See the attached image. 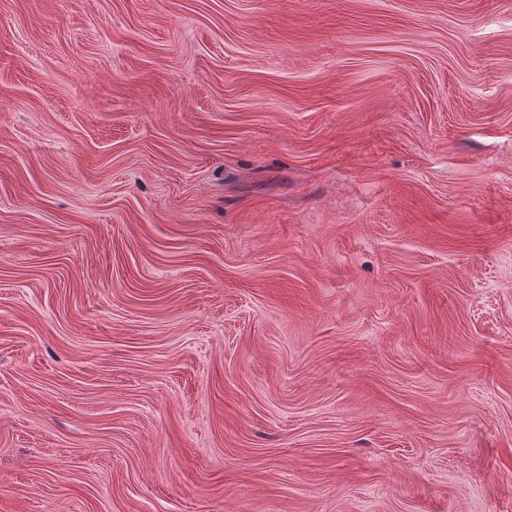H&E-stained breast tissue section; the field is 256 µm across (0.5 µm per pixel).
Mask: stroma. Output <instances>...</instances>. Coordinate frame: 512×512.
<instances>
[{"instance_id": "obj_1", "label": "stroma", "mask_w": 512, "mask_h": 512, "mask_svg": "<svg viewBox=\"0 0 512 512\" xmlns=\"http://www.w3.org/2000/svg\"><path fill=\"white\" fill-rule=\"evenodd\" d=\"M0 512H512V0H0Z\"/></svg>"}]
</instances>
